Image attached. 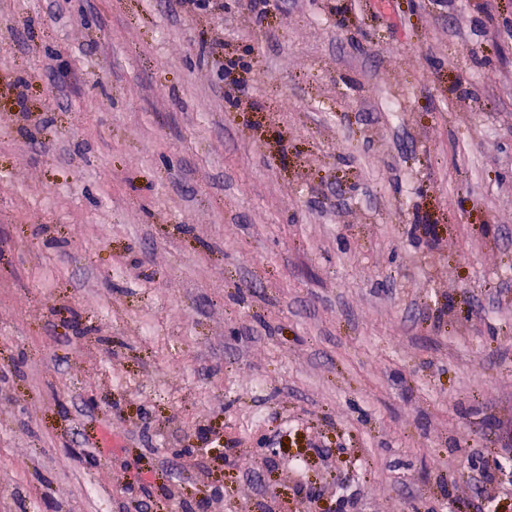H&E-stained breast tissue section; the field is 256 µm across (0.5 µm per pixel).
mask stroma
Wrapping results in <instances>:
<instances>
[{
    "label": "stroma",
    "instance_id": "1",
    "mask_svg": "<svg viewBox=\"0 0 512 512\" xmlns=\"http://www.w3.org/2000/svg\"><path fill=\"white\" fill-rule=\"evenodd\" d=\"M308 495L512 512V0H0V512Z\"/></svg>",
    "mask_w": 512,
    "mask_h": 512
}]
</instances>
